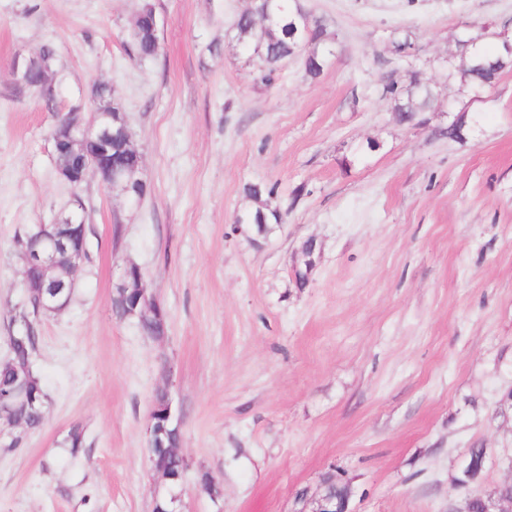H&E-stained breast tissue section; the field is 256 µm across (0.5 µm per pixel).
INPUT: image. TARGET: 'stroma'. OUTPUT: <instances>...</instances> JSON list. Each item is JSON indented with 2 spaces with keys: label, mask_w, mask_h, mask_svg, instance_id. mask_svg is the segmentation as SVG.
Returning a JSON list of instances; mask_svg holds the SVG:
<instances>
[{
  "label": "stroma",
  "mask_w": 512,
  "mask_h": 512,
  "mask_svg": "<svg viewBox=\"0 0 512 512\" xmlns=\"http://www.w3.org/2000/svg\"><path fill=\"white\" fill-rule=\"evenodd\" d=\"M143 2L0 0V360L24 305L15 241L72 197L56 115L16 93L14 61L54 40L62 105L86 116L108 84L146 180L134 205L86 183L91 261L37 325L45 420L0 447V512H152L173 495L178 512H296L326 474L350 512H458L472 447L489 451L484 492L512 480V67L461 77L474 48L512 43V0H296L334 54L312 78L297 52L268 84L222 47L251 0H151L161 51L140 61ZM410 72L432 99L402 123L383 84ZM248 184L284 215L269 234L236 221ZM130 262L163 338L112 311ZM159 389L182 422L177 488L149 461Z\"/></svg>",
  "instance_id": "35a3bbf8"
}]
</instances>
